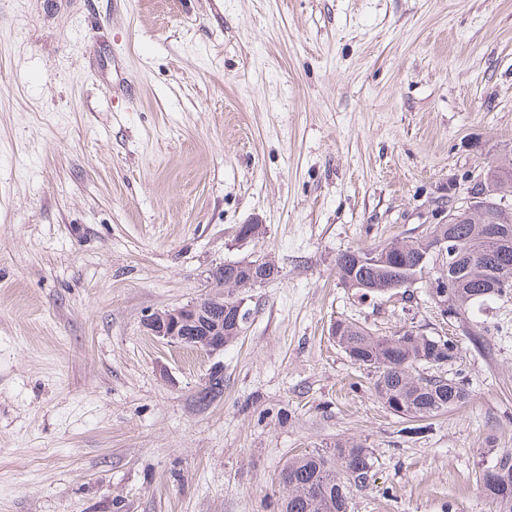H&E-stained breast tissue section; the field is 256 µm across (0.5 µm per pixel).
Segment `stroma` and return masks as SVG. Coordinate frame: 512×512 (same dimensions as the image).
<instances>
[{"mask_svg":"<svg viewBox=\"0 0 512 512\" xmlns=\"http://www.w3.org/2000/svg\"><path fill=\"white\" fill-rule=\"evenodd\" d=\"M509 147L512 0H0V512H279L283 465L348 438L375 471L348 512H489L512 302L487 353L426 283L365 296L335 261L425 235ZM260 255L199 407L210 360L142 321ZM339 318L456 340L470 400L401 434ZM224 263L213 271L216 284L234 288H255L258 285L277 278L278 266L270 258H260L256 261H245L225 266ZM226 272L224 273V270Z\"/></svg>","mask_w":512,"mask_h":512,"instance_id":"1","label":"stroma"}]
</instances>
